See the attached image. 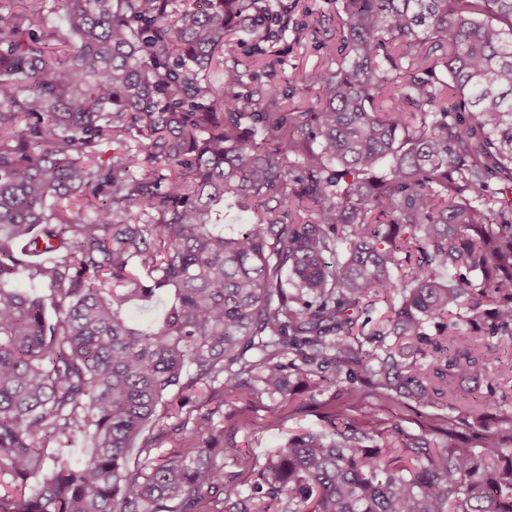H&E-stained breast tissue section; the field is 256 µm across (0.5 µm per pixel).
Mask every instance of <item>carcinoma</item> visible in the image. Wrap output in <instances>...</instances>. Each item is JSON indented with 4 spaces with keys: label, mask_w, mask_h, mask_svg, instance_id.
Returning a JSON list of instances; mask_svg holds the SVG:
<instances>
[{
    "label": "carcinoma",
    "mask_w": 512,
    "mask_h": 512,
    "mask_svg": "<svg viewBox=\"0 0 512 512\" xmlns=\"http://www.w3.org/2000/svg\"><path fill=\"white\" fill-rule=\"evenodd\" d=\"M45 2L0 0V283L46 290L0 286V512H512V414L453 443L512 408V0H334L330 63L221 87L231 36L259 61L299 0ZM303 390L326 431L224 447L214 398ZM169 302V296L160 293L157 299L150 303L130 302L125 306L130 321L138 328L147 330L156 326L157 322L163 317L166 304Z\"/></svg>",
    "instance_id": "1"
}]
</instances>
